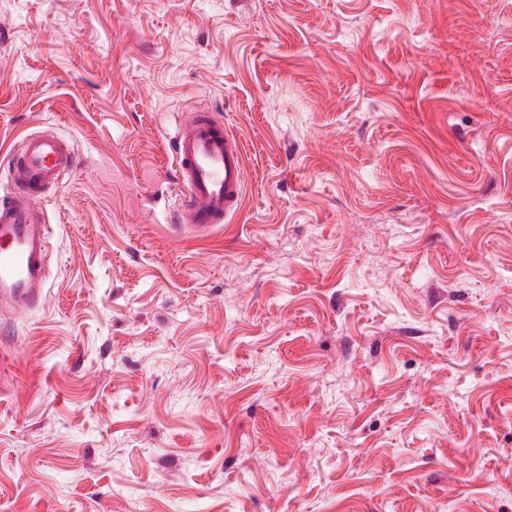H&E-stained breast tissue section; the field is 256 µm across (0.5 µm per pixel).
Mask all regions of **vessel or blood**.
I'll return each mask as SVG.
<instances>
[{"label":"vessel or blood","instance_id":"b4317fda","mask_svg":"<svg viewBox=\"0 0 512 512\" xmlns=\"http://www.w3.org/2000/svg\"><path fill=\"white\" fill-rule=\"evenodd\" d=\"M181 197L171 221L178 230L203 235L243 205L245 158L239 137L205 110L188 114L172 137ZM77 165L66 139L25 135L0 192V310L25 311L44 298L49 278V220L41 199L60 190Z\"/></svg>","mask_w":512,"mask_h":512}]
</instances>
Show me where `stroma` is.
I'll list each match as a JSON object with an SVG mask.
<instances>
[{
  "label": "stroma",
  "mask_w": 512,
  "mask_h": 512,
  "mask_svg": "<svg viewBox=\"0 0 512 512\" xmlns=\"http://www.w3.org/2000/svg\"><path fill=\"white\" fill-rule=\"evenodd\" d=\"M44 301L6 313L0 512H512V0H0ZM218 109L240 212L171 226Z\"/></svg>",
  "instance_id": "1"
}]
</instances>
